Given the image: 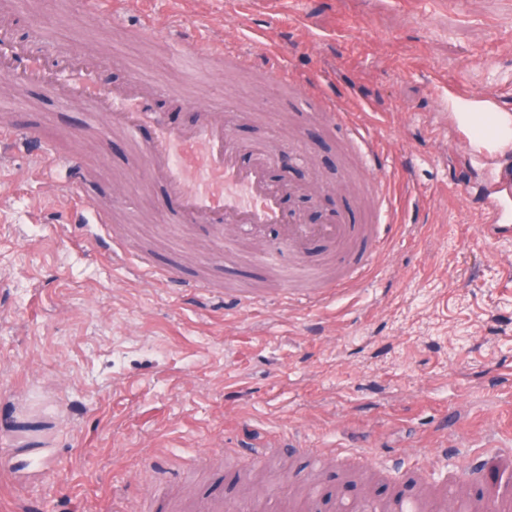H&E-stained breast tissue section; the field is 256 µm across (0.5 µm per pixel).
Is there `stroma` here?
<instances>
[{
	"instance_id": "35a3bbf8",
	"label": "stroma",
	"mask_w": 512,
	"mask_h": 512,
	"mask_svg": "<svg viewBox=\"0 0 512 512\" xmlns=\"http://www.w3.org/2000/svg\"><path fill=\"white\" fill-rule=\"evenodd\" d=\"M85 0H0L18 35L53 60L80 48L109 60L112 82L133 73L196 104L246 114V145L292 141L319 182L320 212L347 178L343 129L289 108V85L217 61L180 65L160 36L131 34L135 12L193 20L228 45L288 47L299 78L348 98L378 133L395 217L404 231L363 288L320 308L200 304L134 278L70 221V194L45 192L46 169L16 154L0 166V512H207L191 491L231 474L230 512H289L312 483L357 503L315 451L401 458L375 485L442 478L435 448H464L488 428L512 437V237L490 242L476 195L488 175L465 137L449 139L448 89L491 97L512 114V0H126L124 26ZM44 135L67 147L83 130V162L112 215L114 237L216 284L271 287L228 274L224 246L199 228L174 234L143 160L121 137L101 145L85 116L40 92L20 95ZM466 195H450L458 180ZM265 455L244 467V449Z\"/></svg>"
}]
</instances>
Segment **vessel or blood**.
<instances>
[{"label":"vessel or blood","instance_id":"obj_1","mask_svg":"<svg viewBox=\"0 0 512 512\" xmlns=\"http://www.w3.org/2000/svg\"><path fill=\"white\" fill-rule=\"evenodd\" d=\"M155 30L162 32L177 57L196 63L223 59L251 68L264 60L267 77L292 84L297 99L308 102L311 111L320 113L329 125L345 128L359 164L372 178L366 204L357 205V193L344 187L326 222L304 223L300 213L285 205L286 197L300 193V186L271 173L276 147L243 146L223 113L210 105L197 106L192 123L174 124L158 102V82L135 75L123 83L101 84L98 73L103 60L82 50L45 63L19 38L12 19L0 21V78L11 93L43 88L57 107L80 108L87 127L103 138L122 135L129 151L144 158L150 181L161 188L169 205L166 219L178 232L205 224L218 237L232 231L261 240L268 227L278 226L282 244L296 259L295 267L283 272L277 286L268 291L279 304L319 307L363 287L373 266L388 255L384 229L394 223L391 194L378 176L377 139L349 112L345 101L329 97L315 82L294 79L283 49L271 48L261 56L248 46L228 49L223 39L204 34L202 27L185 22L161 27L148 16L136 27L140 34ZM79 143V136H72L69 149L62 151L34 124L0 122V154L23 151L44 163L51 187L73 193L76 208L87 212L80 229L101 255L127 261L135 277L210 298L211 281L187 274L177 255L156 261L93 232V225L109 223L110 216L86 189L88 173ZM481 198V235L495 240L512 234V171L491 173ZM486 441L488 453L458 456L445 475L459 491L483 485V512H499L501 503L512 502V451L497 448L494 436Z\"/></svg>","mask_w":512,"mask_h":512}]
</instances>
